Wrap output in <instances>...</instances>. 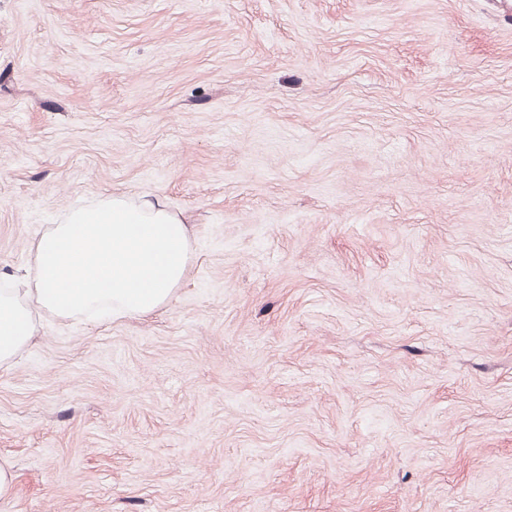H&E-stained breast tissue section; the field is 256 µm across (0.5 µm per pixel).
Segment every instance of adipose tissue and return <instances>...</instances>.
Masks as SVG:
<instances>
[{
  "label": "adipose tissue",
  "mask_w": 512,
  "mask_h": 512,
  "mask_svg": "<svg viewBox=\"0 0 512 512\" xmlns=\"http://www.w3.org/2000/svg\"><path fill=\"white\" fill-rule=\"evenodd\" d=\"M192 241L185 219L154 197L70 209L32 240L24 286L0 280V369L34 341L44 315L97 323L160 309L186 278Z\"/></svg>",
  "instance_id": "adipose-tissue-1"
}]
</instances>
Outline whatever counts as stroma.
<instances>
[{"label": "stroma", "mask_w": 512, "mask_h": 512, "mask_svg": "<svg viewBox=\"0 0 512 512\" xmlns=\"http://www.w3.org/2000/svg\"><path fill=\"white\" fill-rule=\"evenodd\" d=\"M112 194L190 267L0 370V512H512V0H0V274Z\"/></svg>", "instance_id": "35a3bbf8"}]
</instances>
